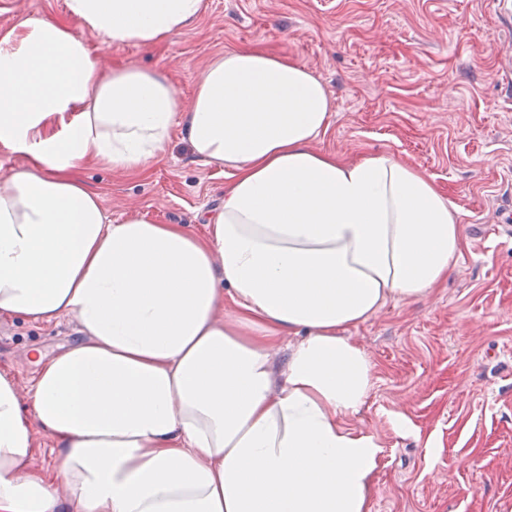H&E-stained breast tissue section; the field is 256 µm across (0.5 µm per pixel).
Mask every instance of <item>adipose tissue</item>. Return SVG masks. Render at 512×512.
I'll use <instances>...</instances> for the list:
<instances>
[{"label":"adipose tissue","instance_id":"ef3b65f1","mask_svg":"<svg viewBox=\"0 0 512 512\" xmlns=\"http://www.w3.org/2000/svg\"><path fill=\"white\" fill-rule=\"evenodd\" d=\"M203 10L65 0L0 30V146L26 158L0 178V317L79 333L27 395L0 372V512H370L383 447L346 423L373 387L348 331L447 282L460 210L394 155L315 150L333 105L294 57L226 50L187 110L161 74L99 68L96 45H160ZM178 118L223 205L201 234L111 223L77 163L148 171Z\"/></svg>","mask_w":512,"mask_h":512}]
</instances>
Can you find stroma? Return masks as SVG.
<instances>
[{"instance_id": "stroma-1", "label": "stroma", "mask_w": 512, "mask_h": 512, "mask_svg": "<svg viewBox=\"0 0 512 512\" xmlns=\"http://www.w3.org/2000/svg\"><path fill=\"white\" fill-rule=\"evenodd\" d=\"M63 10L0 0V29ZM257 43L305 64L331 96L316 149L395 155L461 212L468 247L447 284L350 332L374 366L347 419L383 446L371 512H512V0H206L191 29L154 48L102 46L98 61L161 72L188 105L215 56ZM76 174L112 222L201 233L224 201L223 169L195 160L178 121L148 174L94 162ZM77 335L68 317L0 318V370L28 390L37 356Z\"/></svg>"}]
</instances>
